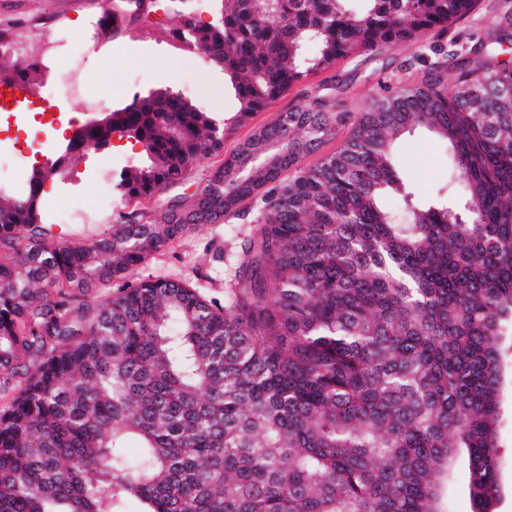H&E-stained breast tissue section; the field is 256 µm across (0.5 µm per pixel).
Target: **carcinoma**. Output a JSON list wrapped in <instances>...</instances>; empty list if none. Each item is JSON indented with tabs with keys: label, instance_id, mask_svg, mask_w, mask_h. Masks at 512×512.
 I'll return each instance as SVG.
<instances>
[{
	"label": "carcinoma",
	"instance_id": "1",
	"mask_svg": "<svg viewBox=\"0 0 512 512\" xmlns=\"http://www.w3.org/2000/svg\"><path fill=\"white\" fill-rule=\"evenodd\" d=\"M473 0H214L181 33L239 102L218 120L159 91L82 128L70 161L118 132L142 161L113 177L156 217L80 240L48 237L44 184L0 194V512H445L459 452L476 512L499 495V342L512 330V64L462 68L440 51L354 119L345 145L288 183L283 170L335 134L322 99L285 112L192 194H166L221 150L224 127L309 71L425 33ZM0 57V80L35 84ZM475 94L466 110L459 96ZM422 126L450 149L453 198L413 206L394 165ZM246 199L262 223L229 258L224 302L139 279L110 302L50 301L40 283L124 278ZM141 444L137 463L126 442Z\"/></svg>",
	"mask_w": 512,
	"mask_h": 512
}]
</instances>
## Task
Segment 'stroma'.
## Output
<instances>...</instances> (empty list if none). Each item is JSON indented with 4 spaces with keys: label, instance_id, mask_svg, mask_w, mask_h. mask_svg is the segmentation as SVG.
I'll return each mask as SVG.
<instances>
[{
    "label": "stroma",
    "instance_id": "obj_1",
    "mask_svg": "<svg viewBox=\"0 0 512 512\" xmlns=\"http://www.w3.org/2000/svg\"><path fill=\"white\" fill-rule=\"evenodd\" d=\"M149 7L108 41L87 49L83 68L91 95L107 99L109 109L131 103L133 96L146 97L159 90L180 93L204 106L217 116L236 114L239 103L222 71L201 58L182 54L169 31L181 28L185 18L195 22L212 19L209 0H187L182 14L171 15L164 0H148ZM104 7V0H0V39L12 41L13 33L26 30L30 22L41 18H59L79 36L84 23L83 6ZM507 0H477L467 17L454 22L444 32L427 37L429 44L450 48L457 45L461 56L470 61L489 59L484 45L499 30L512 34L504 14L511 8ZM421 63L414 48L402 42L384 44L372 52L353 53L333 66L319 69L295 82L287 92L258 112L227 127L220 153L207 156L177 184V191L194 192L204 185L209 173L223 164L259 127L317 98L329 100L331 112L339 116L335 133L318 151L304 155L298 167L284 172V179L294 178L299 168L313 165L320 157L336 152L348 139L352 120L372 100L387 94L419 72ZM36 87L56 107L63 131L44 125L35 112H0V137L23 139L38 133L47 136L53 147H61L63 133H75L95 111L75 100H63L55 88L56 71H37ZM142 148L134 140L113 137L108 148L87 147L80 160L69 165L65 176L45 186L41 197V217L54 236L79 239L98 234L119 223L126 207L120 199L108 200L99 193L100 184L122 169L137 165ZM398 176L413 201L420 205L434 203L441 189L448 186V152L433 135L416 128L407 133L397 150ZM80 202L88 214L85 222H58L55 213L71 202ZM260 226L256 205L244 202L237 213L216 224L176 239L159 253L150 255L140 265L139 279L164 278L197 287L207 297L223 299V265L214 260L217 251L253 234ZM502 389L499 402L498 458L500 494L495 512H512V335L505 337L500 350Z\"/></svg>",
    "mask_w": 512,
    "mask_h": 512
}]
</instances>
